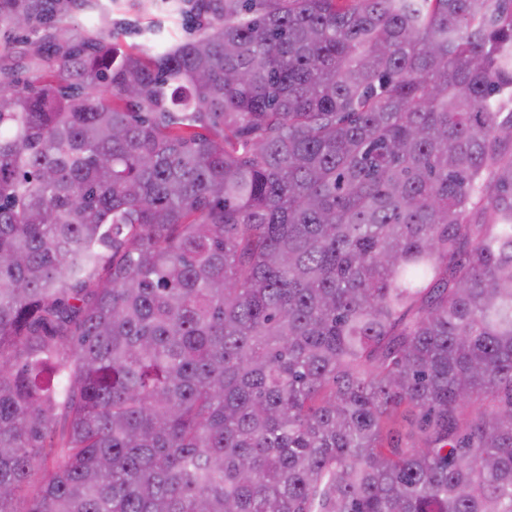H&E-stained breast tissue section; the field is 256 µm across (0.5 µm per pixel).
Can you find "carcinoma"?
I'll return each instance as SVG.
<instances>
[{
  "label": "carcinoma",
  "mask_w": 512,
  "mask_h": 512,
  "mask_svg": "<svg viewBox=\"0 0 512 512\" xmlns=\"http://www.w3.org/2000/svg\"><path fill=\"white\" fill-rule=\"evenodd\" d=\"M193 10L0 67V512H512V0Z\"/></svg>",
  "instance_id": "obj_1"
}]
</instances>
